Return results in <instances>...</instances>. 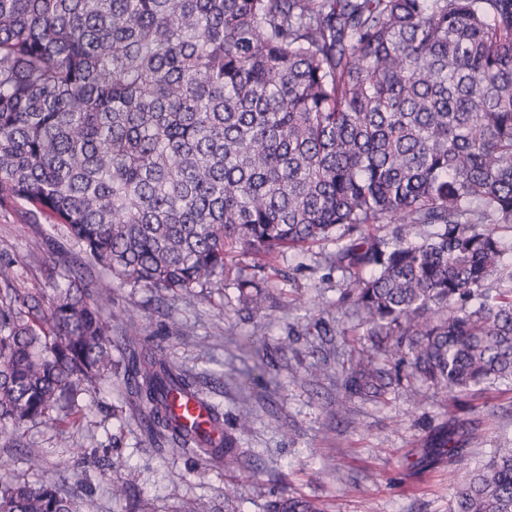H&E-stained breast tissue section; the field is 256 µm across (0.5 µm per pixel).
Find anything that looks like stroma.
Returning a JSON list of instances; mask_svg holds the SVG:
<instances>
[{"mask_svg": "<svg viewBox=\"0 0 512 512\" xmlns=\"http://www.w3.org/2000/svg\"><path fill=\"white\" fill-rule=\"evenodd\" d=\"M26 211L21 202L0 207V255L16 260L17 287L48 289L78 249L52 225L28 223ZM336 248L330 239L273 258H241L268 296L261 313L229 283L189 302L92 275L93 287L112 290V326L136 328L146 344L164 347L223 412L225 428L249 419L234 466L214 467L153 438L146 409L117 373L82 396L61 427L28 425L12 444L0 442V483L57 484L77 498L79 512H187L195 501L207 512H285L291 499L321 512H449L456 483L429 443L454 424L472 468L512 447V381L462 394L453 422L445 390L429 384L348 394L342 370L373 339L342 301L341 273L325 261ZM320 319L328 335H303ZM173 321L179 331L170 335ZM246 336L258 344L243 348ZM249 368L262 372L260 384L242 386ZM33 446L41 450L35 461L26 453ZM117 485L123 498L113 495Z\"/></svg>", "mask_w": 512, "mask_h": 512, "instance_id": "35a3bbf8", "label": "stroma"}]
</instances>
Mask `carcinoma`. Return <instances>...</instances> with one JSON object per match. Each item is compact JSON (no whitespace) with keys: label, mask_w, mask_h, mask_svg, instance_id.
Masks as SVG:
<instances>
[{"label":"carcinoma","mask_w":512,"mask_h":512,"mask_svg":"<svg viewBox=\"0 0 512 512\" xmlns=\"http://www.w3.org/2000/svg\"><path fill=\"white\" fill-rule=\"evenodd\" d=\"M13 200L79 252L50 293L21 291L0 258L1 442L112 377V292L91 291L87 266L185 300L234 281L260 313L234 255L333 236L342 300L382 337L351 360V388L394 378L382 359L455 408L512 380V0H0ZM121 343L151 435L234 464L249 422L209 445L168 400L199 397L194 380ZM435 448L461 458L451 433ZM0 512L76 506L17 481ZM450 512H512V448L460 476Z\"/></svg>","instance_id":"cac0c4a2"}]
</instances>
